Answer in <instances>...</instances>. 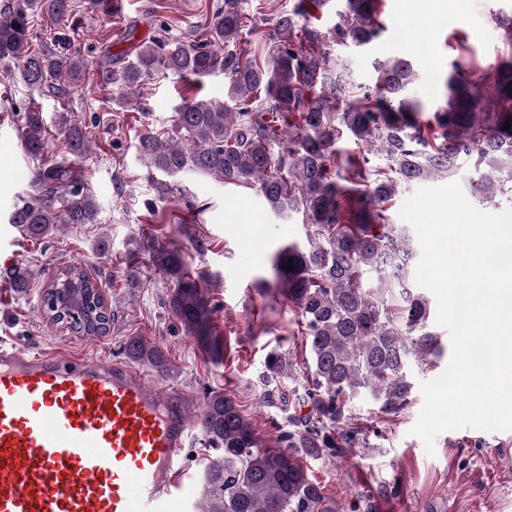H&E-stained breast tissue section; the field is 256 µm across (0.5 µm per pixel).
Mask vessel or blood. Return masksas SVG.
Instances as JSON below:
<instances>
[{
    "label": "vessel or blood",
    "instance_id": "vessel-or-blood-1",
    "mask_svg": "<svg viewBox=\"0 0 512 512\" xmlns=\"http://www.w3.org/2000/svg\"><path fill=\"white\" fill-rule=\"evenodd\" d=\"M192 419L125 361L0 340V512H197Z\"/></svg>",
    "mask_w": 512,
    "mask_h": 512
}]
</instances>
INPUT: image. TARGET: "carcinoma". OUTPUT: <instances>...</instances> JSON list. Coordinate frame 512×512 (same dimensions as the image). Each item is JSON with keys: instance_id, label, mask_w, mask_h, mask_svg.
<instances>
[{"instance_id": "cac0c4a2", "label": "carcinoma", "mask_w": 512, "mask_h": 512, "mask_svg": "<svg viewBox=\"0 0 512 512\" xmlns=\"http://www.w3.org/2000/svg\"><path fill=\"white\" fill-rule=\"evenodd\" d=\"M330 2L295 0L268 30L245 9L247 0H224L207 17L204 37H153L119 67L112 96L119 106L158 74H224V99H184L171 130L144 126L140 158L168 177L194 172L252 189L272 211L300 213L312 227L307 246L290 244L273 259L310 350V411L288 418L275 450L260 446L234 399L205 396L198 424L220 455L205 467L204 512H336L298 457L339 455L362 444L357 430L336 432L348 402L365 392L381 412L399 411L412 389L409 360L440 351L427 330V302L410 287L411 239L391 223L388 203L400 186L450 176L464 163L487 198L512 201V127L503 129L512 123V13L494 17L507 46L494 73L452 63L442 80L444 105L427 114L408 96L417 73L404 55L375 62L373 86L355 83L343 66L331 69L330 45H368L385 23L383 0H346L336 23L324 28L315 20ZM73 11L72 0H9L0 8V64L19 67L40 92L81 84L86 64L66 51L69 38H55V49L37 47L33 30L36 15L61 25ZM56 122L62 156L49 150L42 109L31 104L19 113V139L38 164L35 193L14 206L8 223L31 242L60 224L97 222L96 198L78 166L92 150L90 133L63 112ZM345 137L365 150L339 148ZM147 249L174 282L168 312L212 355H224L212 336L204 277L190 274L178 248L151 238ZM288 263L293 270L283 269ZM0 274L21 291L29 287L26 267ZM42 303L54 324L87 336L111 331L112 309L78 266L43 286ZM125 352L161 374L170 370L161 348L141 337L130 338ZM290 376L286 354L267 356L264 403H274V385Z\"/></svg>"}]
</instances>
